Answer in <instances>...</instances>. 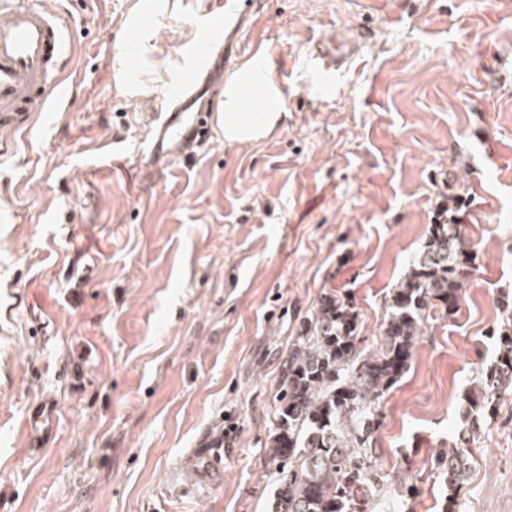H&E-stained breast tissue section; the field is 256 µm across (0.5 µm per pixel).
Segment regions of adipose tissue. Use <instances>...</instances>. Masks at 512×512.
<instances>
[{"label": "adipose tissue", "instance_id": "ef3b65f1", "mask_svg": "<svg viewBox=\"0 0 512 512\" xmlns=\"http://www.w3.org/2000/svg\"><path fill=\"white\" fill-rule=\"evenodd\" d=\"M176 0H135L123 27L136 35L144 63L158 52L157 25L171 18ZM288 115L286 94L274 76L265 52L239 65L224 84L218 126L229 144L256 142L268 137Z\"/></svg>", "mask_w": 512, "mask_h": 512}]
</instances>
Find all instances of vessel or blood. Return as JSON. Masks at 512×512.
Masks as SVG:
<instances>
[{
	"label": "vessel or blood",
	"mask_w": 512,
	"mask_h": 512,
	"mask_svg": "<svg viewBox=\"0 0 512 512\" xmlns=\"http://www.w3.org/2000/svg\"><path fill=\"white\" fill-rule=\"evenodd\" d=\"M266 0H213L211 12L223 17L224 28L203 29L195 44L196 64L174 89L154 127L147 145L150 163L175 165L194 158L213 142L216 114L206 107L209 91L223 72L241 58L244 40L255 33ZM66 21L30 5L29 0H0V127L20 129L34 112H63L70 101L62 62ZM351 38L317 39L311 54L320 70L335 75L357 54ZM50 416L48 405L34 404L28 417V440L32 447L48 443L43 429Z\"/></svg>",
	"instance_id": "obj_1"
}]
</instances>
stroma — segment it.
Returning a JSON list of instances; mask_svg holds the SVG:
<instances>
[{
  "mask_svg": "<svg viewBox=\"0 0 512 512\" xmlns=\"http://www.w3.org/2000/svg\"><path fill=\"white\" fill-rule=\"evenodd\" d=\"M164 22L169 70L209 0ZM64 17L71 107L0 129V512H265L266 443L288 349L324 291L365 338L423 246L442 187L472 200L452 318L419 336L385 394L374 451L445 512L435 468L512 291V0H268L265 51L288 118L223 134L176 169L147 143L166 84L123 96L112 68L132 0H36ZM356 34L334 86L312 43ZM51 441L30 448L31 405ZM220 442L219 472L198 453ZM455 512H512V398L470 446Z\"/></svg>",
  "mask_w": 512,
  "mask_h": 512,
  "instance_id": "35a3bbf8",
  "label": "stroma"
}]
</instances>
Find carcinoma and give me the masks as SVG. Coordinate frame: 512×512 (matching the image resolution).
<instances>
[{
    "label": "carcinoma",
    "instance_id": "1",
    "mask_svg": "<svg viewBox=\"0 0 512 512\" xmlns=\"http://www.w3.org/2000/svg\"><path fill=\"white\" fill-rule=\"evenodd\" d=\"M459 224H433L403 277L385 296L380 332L362 343L358 311L333 290L323 293L288 351L269 437L277 486L269 512H361L382 494L387 473L372 452L380 398L401 378L417 337L454 314L466 282ZM501 320L490 328L497 356L471 379L465 427L435 466L454 494L469 478L468 445L512 390V295L499 296Z\"/></svg>",
    "mask_w": 512,
    "mask_h": 512
}]
</instances>
